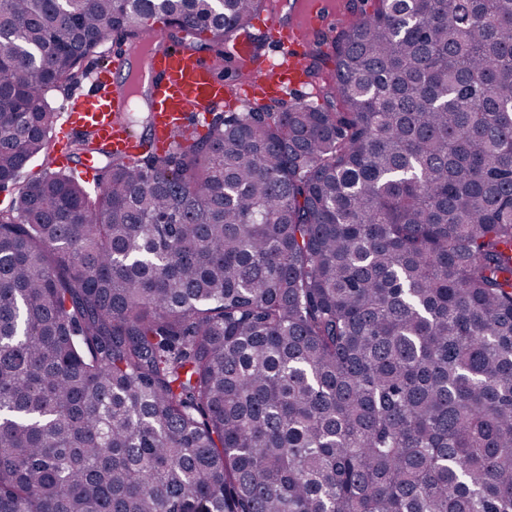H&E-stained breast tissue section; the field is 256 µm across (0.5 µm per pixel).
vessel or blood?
I'll return each instance as SVG.
<instances>
[{"instance_id":"vessel-or-blood-1","label":"vessel or blood","mask_w":512,"mask_h":512,"mask_svg":"<svg viewBox=\"0 0 512 512\" xmlns=\"http://www.w3.org/2000/svg\"><path fill=\"white\" fill-rule=\"evenodd\" d=\"M266 38L273 47L271 56L255 68L241 71V83L252 86L262 98L298 90L307 45L281 26L268 27ZM128 59L129 52L124 49L114 52L109 69L93 67L91 85L78 103L69 107L67 122L73 129L92 132L95 139L133 161L140 153L138 139L115 118L116 113L127 109L128 103L122 96L104 92L113 76L126 68ZM143 66L151 76L150 112L158 147L174 146L176 134L188 118H201L213 104L225 102L230 95L229 85L216 76L210 63L193 47L156 51L144 60Z\"/></svg>"}]
</instances>
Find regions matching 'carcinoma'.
Segmentation results:
<instances>
[{
  "label": "carcinoma",
  "instance_id": "obj_1",
  "mask_svg": "<svg viewBox=\"0 0 512 512\" xmlns=\"http://www.w3.org/2000/svg\"><path fill=\"white\" fill-rule=\"evenodd\" d=\"M261 9L0 0V512H512V0H379L322 103L53 167L108 39L217 70Z\"/></svg>",
  "mask_w": 512,
  "mask_h": 512
}]
</instances>
